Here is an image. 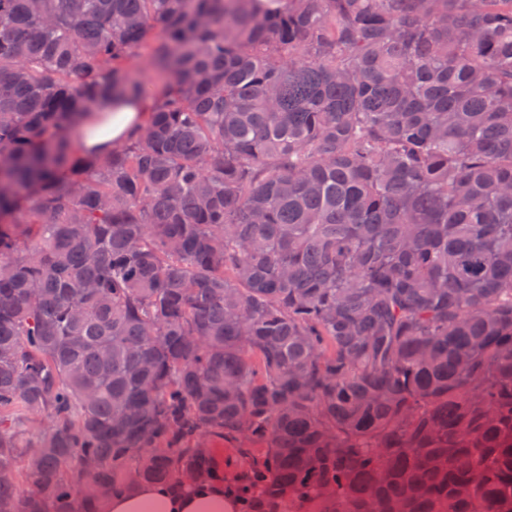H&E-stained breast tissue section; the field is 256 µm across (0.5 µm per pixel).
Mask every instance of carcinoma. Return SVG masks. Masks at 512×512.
<instances>
[{
	"label": "carcinoma",
	"mask_w": 512,
	"mask_h": 512,
	"mask_svg": "<svg viewBox=\"0 0 512 512\" xmlns=\"http://www.w3.org/2000/svg\"><path fill=\"white\" fill-rule=\"evenodd\" d=\"M213 437L245 512H512V0H0V512ZM150 100L137 102H117L112 112H100L92 123L81 130L79 143L86 151H101L111 145L124 142L136 126L142 125L148 116ZM112 113L102 125L93 124L101 114Z\"/></svg>",
	"instance_id": "obj_1"
}]
</instances>
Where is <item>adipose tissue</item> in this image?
I'll return each instance as SVG.
<instances>
[{
  "label": "adipose tissue",
  "mask_w": 512,
  "mask_h": 512,
  "mask_svg": "<svg viewBox=\"0 0 512 512\" xmlns=\"http://www.w3.org/2000/svg\"><path fill=\"white\" fill-rule=\"evenodd\" d=\"M149 101L116 103L108 121L89 124L81 131L82 149L101 151L124 142L132 130L148 116ZM240 504L225 494L221 479L185 491L159 482H142L132 490L116 494L108 504V512H239Z\"/></svg>",
  "instance_id": "obj_1"
}]
</instances>
